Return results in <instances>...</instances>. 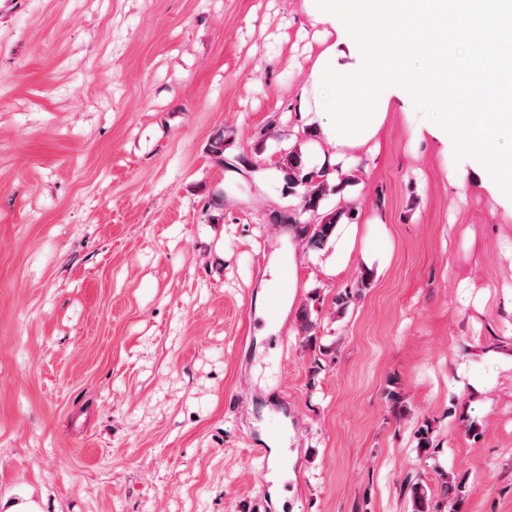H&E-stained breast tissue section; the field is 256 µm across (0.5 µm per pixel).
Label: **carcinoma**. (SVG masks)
Listing matches in <instances>:
<instances>
[{"label":"carcinoma","mask_w":512,"mask_h":512,"mask_svg":"<svg viewBox=\"0 0 512 512\" xmlns=\"http://www.w3.org/2000/svg\"><path fill=\"white\" fill-rule=\"evenodd\" d=\"M281 169L285 173V181L288 193L293 194L297 189H302V207L295 213H290L283 217V222L287 224L300 225L299 231L302 233L309 245L318 248L329 239L341 218L345 215L343 210L325 212L320 215L318 221H302L301 216L305 213L315 215L318 213L321 202L327 196L329 187L322 179L320 172H306L301 160L300 152L292 150L281 158ZM440 476L444 479V492L454 493V501L451 503L450 512H456L462 501L461 487L454 484L451 471L440 470ZM410 499L412 501V512H431L432 499L428 494L425 485L416 482L409 486Z\"/></svg>","instance_id":"obj_1"}]
</instances>
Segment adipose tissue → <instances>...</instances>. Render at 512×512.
<instances>
[{
	"label": "adipose tissue",
	"mask_w": 512,
	"mask_h": 512,
	"mask_svg": "<svg viewBox=\"0 0 512 512\" xmlns=\"http://www.w3.org/2000/svg\"><path fill=\"white\" fill-rule=\"evenodd\" d=\"M312 26L320 27L323 48L298 97L309 131L339 155L376 138L393 99L439 90L448 83V42L456 27L451 0H304ZM395 52L378 53V46ZM419 69L405 71L407 58ZM459 137L454 149L470 159L475 187L494 189L512 198V153L490 152L494 139L512 142L511 112H447L426 125L428 135L444 140L449 130Z\"/></svg>",
	"instance_id": "1"
}]
</instances>
